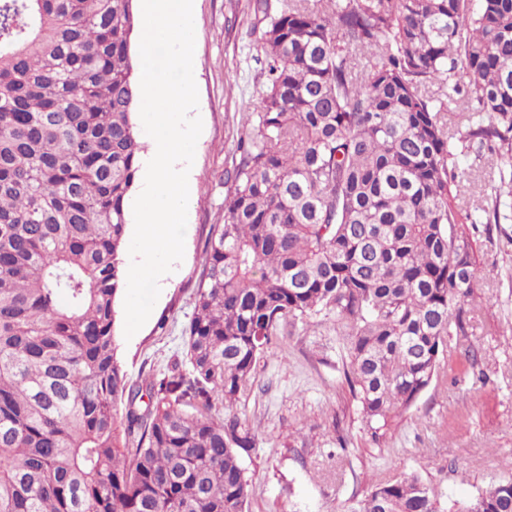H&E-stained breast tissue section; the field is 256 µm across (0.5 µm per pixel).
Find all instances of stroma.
<instances>
[{
    "label": "stroma",
    "mask_w": 512,
    "mask_h": 512,
    "mask_svg": "<svg viewBox=\"0 0 512 512\" xmlns=\"http://www.w3.org/2000/svg\"><path fill=\"white\" fill-rule=\"evenodd\" d=\"M255 0H193V67L203 122L191 167L185 255L161 284L145 325L119 338L131 380L180 351L194 310L211 225L224 221L228 171L246 117L259 104L261 66L251 31ZM482 280L470 336L418 400L374 443L344 381L331 324L281 338L256 369L246 416L257 448L244 460L250 512H345L372 484L417 471L463 501L512 478V224L478 232Z\"/></svg>",
    "instance_id": "1"
}]
</instances>
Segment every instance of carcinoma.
Listing matches in <instances>:
<instances>
[{"mask_svg": "<svg viewBox=\"0 0 512 512\" xmlns=\"http://www.w3.org/2000/svg\"><path fill=\"white\" fill-rule=\"evenodd\" d=\"M256 10L259 107L184 349L132 383L115 300L143 151L134 0H0V512H248L239 406L284 326L334 322L375 442L450 329L469 335L474 234L512 224V0ZM471 150L498 166L463 223ZM348 512H512V479L447 502L403 473Z\"/></svg>", "mask_w": 512, "mask_h": 512, "instance_id": "1", "label": "carcinoma"}]
</instances>
